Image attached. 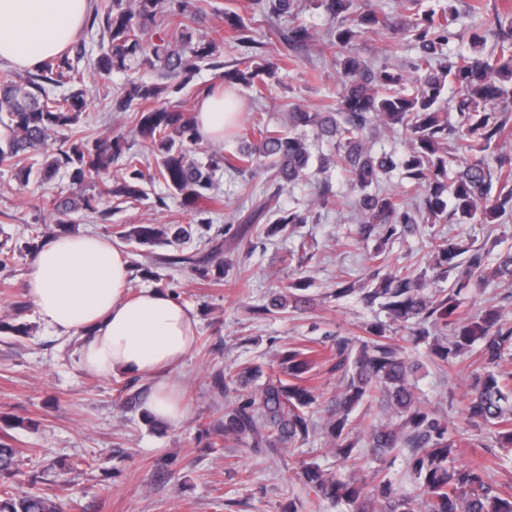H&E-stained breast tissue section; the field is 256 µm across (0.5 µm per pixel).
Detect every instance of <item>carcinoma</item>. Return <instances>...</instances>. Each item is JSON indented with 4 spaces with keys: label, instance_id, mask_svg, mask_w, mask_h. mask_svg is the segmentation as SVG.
I'll return each instance as SVG.
<instances>
[{
    "label": "carcinoma",
    "instance_id": "carcinoma-1",
    "mask_svg": "<svg viewBox=\"0 0 512 512\" xmlns=\"http://www.w3.org/2000/svg\"><path fill=\"white\" fill-rule=\"evenodd\" d=\"M201 0H102L88 15L87 24L102 29L106 40L93 62L95 73L108 78L127 69L140 58L161 69V78L179 82L161 86L131 81L112 99V111L130 113L132 133L153 147L160 157L158 179L181 196L208 223V214L223 205L213 175L229 172H263L276 186L274 196L310 177L312 158L318 170L344 172L356 193L355 207L363 234L374 227L391 239L412 224H495L512 215V154L497 149L512 140V19L486 13L483 0H437L439 8L423 7L425 0H398L394 16L359 0H309L332 22L323 37L341 89L336 107L311 112L291 104L280 125L258 119L242 134L245 144L226 154L218 147L206 153V161L191 158L200 145L194 116L177 105L159 103L162 94L178 93L197 62L217 55L224 38L196 37L194 24L203 13ZM257 16L267 21L288 16V25L274 31L278 56L295 61L315 34L304 20L301 0H256ZM167 17L170 38L157 42L143 33L157 15ZM480 20L483 34L472 33L470 43L457 50L450 44L459 38L461 15ZM224 29L244 53L220 78L224 88L242 87L263 97V90L276 78L279 65L259 63L252 50L264 46L254 38V21L235 12L224 13ZM390 33L410 44L414 55L407 69L374 66L356 51L366 34ZM493 38L485 51L486 36ZM82 43L75 42L64 53L44 61L37 73L22 79L4 75L0 80V165L13 172L18 187L31 176L42 183L62 170L70 171L76 195L55 204L57 234L71 232L69 214L95 213L106 198L119 204L146 197L147 175L142 155L129 151L122 134L95 137L76 129L87 106V92L79 85L77 63L83 58ZM69 86L57 97L50 88ZM453 89L456 120L448 118L443 105L445 87ZM381 125L398 127L405 135L406 151L400 161L384 152L375 154L367 145L368 132ZM318 155H313V152ZM121 162L124 175L112 180L111 168ZM408 188L385 190L383 177L396 167ZM412 192L423 193V202H409ZM332 182L324 179L316 203L335 205ZM273 196L256 205L239 222L234 236L244 241L252 224L272 210ZM274 224H305L311 211L278 209ZM119 238L138 245L165 240L183 244L192 234L181 224H137L117 232ZM432 270L447 277L456 269L460 276L444 292L425 291V276L399 258L377 250L368 260L388 270L378 286L355 288L345 275L336 282V296L361 292L368 306L377 305L390 322L410 330L397 338L386 333V325L369 324L368 337L353 349L352 340L338 337L331 350L336 370L343 379L327 421L328 436L336 457L348 459L356 448L351 437L350 415L372 389L381 393L388 420L368 428V445L379 455L396 448L408 450V467L415 484L411 492L395 487L387 474L377 470L371 483L343 481L316 464L303 463L301 476L320 499L346 502L353 512H512V494L503 493L487 481L489 466L481 461L457 465L456 440L447 419L439 412L417 405L410 377L414 364L406 355V344H424L447 366L474 343H480L483 369L471 376V391L464 405L466 419L474 425L497 429L501 447H512V371L502 363L512 350V326L505 314L490 310L479 321L457 314L461 291L470 281L488 277L512 282V253L498 255L489 266L490 251L435 235L430 241ZM215 248L195 261L198 275L224 279V260ZM325 352L308 346L289 347L279 355L280 375L269 377L247 397L240 391L262 376L259 367H243L216 381L224 395V435L246 439L256 450H273L309 434V412L317 402L307 374ZM16 449L0 442V472L15 465ZM0 512H59L56 503L38 492L15 497L0 495Z\"/></svg>",
    "mask_w": 512,
    "mask_h": 512
}]
</instances>
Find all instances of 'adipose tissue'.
<instances>
[{
	"label": "adipose tissue",
	"instance_id": "ef3b65f1",
	"mask_svg": "<svg viewBox=\"0 0 512 512\" xmlns=\"http://www.w3.org/2000/svg\"><path fill=\"white\" fill-rule=\"evenodd\" d=\"M89 10L90 0H0V61L38 68L73 44ZM195 119L202 139L216 143L237 115L205 99ZM129 275L126 254L108 238L62 234L39 250L25 288L44 323L82 338L79 364L85 371L150 380L149 411L176 426L185 410L172 374L194 346L198 320L191 307L167 292L130 293Z\"/></svg>",
	"mask_w": 512,
	"mask_h": 512
}]
</instances>
